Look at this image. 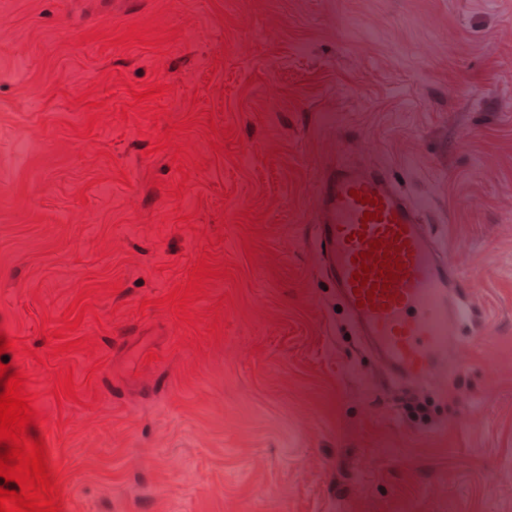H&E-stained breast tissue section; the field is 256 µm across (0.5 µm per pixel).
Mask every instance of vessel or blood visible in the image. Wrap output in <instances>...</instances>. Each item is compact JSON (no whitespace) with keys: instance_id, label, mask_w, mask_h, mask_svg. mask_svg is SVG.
<instances>
[{"instance_id":"vessel-or-blood-1","label":"vessel or blood","mask_w":512,"mask_h":512,"mask_svg":"<svg viewBox=\"0 0 512 512\" xmlns=\"http://www.w3.org/2000/svg\"><path fill=\"white\" fill-rule=\"evenodd\" d=\"M361 191L382 200L380 220L364 221V204L353 198ZM311 243L320 251L321 269L333 283L363 343L386 366L394 381L424 384L437 377L456 352L457 336L474 325L477 311L463 293V276L432 233L425 206L410 198L385 168L362 170L331 164L318 175L312 202ZM404 226L408 241L405 279L397 281L400 301L389 308L359 307L352 274L355 254L371 240ZM365 232V240L354 237Z\"/></svg>"}]
</instances>
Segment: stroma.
Masks as SVG:
<instances>
[{"instance_id":"stroma-1","label":"stroma","mask_w":512,"mask_h":512,"mask_svg":"<svg viewBox=\"0 0 512 512\" xmlns=\"http://www.w3.org/2000/svg\"><path fill=\"white\" fill-rule=\"evenodd\" d=\"M1 10L0 335L63 508L512 512V0ZM331 162L390 168L426 202L478 306L484 333L416 390L426 418L317 272ZM204 260L179 316L164 298ZM91 336L116 359L108 394ZM128 338L153 361L113 356Z\"/></svg>"}]
</instances>
